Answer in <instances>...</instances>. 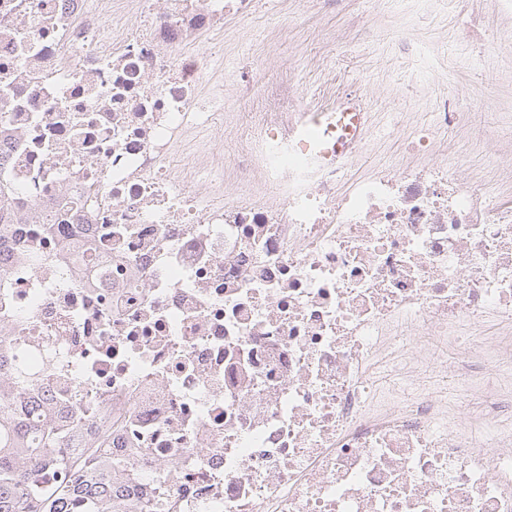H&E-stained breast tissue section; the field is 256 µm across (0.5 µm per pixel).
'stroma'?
<instances>
[{
  "instance_id": "stroma-1",
  "label": "stroma",
  "mask_w": 512,
  "mask_h": 512,
  "mask_svg": "<svg viewBox=\"0 0 512 512\" xmlns=\"http://www.w3.org/2000/svg\"><path fill=\"white\" fill-rule=\"evenodd\" d=\"M288 3L291 12L305 15L304 32L288 30L286 37L266 36L242 40L233 20L224 23V73L254 80H270L282 68H291L297 88L309 100H317L322 76L333 71L336 92H357L370 104L373 112L371 133L385 126L394 112H426L435 96L448 94L461 99L472 123L480 127L490 141L503 133L497 125L498 113L512 110V79L501 74L496 65L501 56L512 54V25L503 24L491 10H484L480 25L494 46L478 58L468 72L445 77L435 74V89L417 94V79L401 72L394 63V50L376 40H356L350 50L333 49L326 43L327 32L336 30H370L393 34L404 26L408 39L431 44L441 61L450 62L454 38L466 20L455 13L433 19L405 22L378 8L375 0H336L335 5L318 8L316 0H273Z\"/></svg>"
}]
</instances>
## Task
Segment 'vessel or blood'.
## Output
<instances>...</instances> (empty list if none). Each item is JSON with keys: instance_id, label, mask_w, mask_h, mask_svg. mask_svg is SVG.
<instances>
[{"instance_id": "1", "label": "vessel or blood", "mask_w": 512, "mask_h": 512, "mask_svg": "<svg viewBox=\"0 0 512 512\" xmlns=\"http://www.w3.org/2000/svg\"><path fill=\"white\" fill-rule=\"evenodd\" d=\"M370 114L359 96L347 95L339 103L336 111H311L300 115L297 126L302 150L318 166H330L342 161L353 144L363 139ZM337 127L340 134L332 147H324L321 135L328 127Z\"/></svg>"}]
</instances>
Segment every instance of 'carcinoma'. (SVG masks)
<instances>
[{
	"instance_id": "carcinoma-1",
	"label": "carcinoma",
	"mask_w": 512,
	"mask_h": 512,
	"mask_svg": "<svg viewBox=\"0 0 512 512\" xmlns=\"http://www.w3.org/2000/svg\"><path fill=\"white\" fill-rule=\"evenodd\" d=\"M0 354V512H72L82 502L83 512H146L147 500L129 485L130 464L113 454L109 466L94 459L79 463L53 453L69 439L68 432L51 419V407L35 395L20 400L27 379L14 374L4 384ZM44 416L34 430L27 415Z\"/></svg>"
}]
</instances>
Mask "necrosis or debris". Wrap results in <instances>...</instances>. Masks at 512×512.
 Wrapping results in <instances>:
<instances>
[{"label": "necrosis or debris", "instance_id": "4bbe7bcc", "mask_svg": "<svg viewBox=\"0 0 512 512\" xmlns=\"http://www.w3.org/2000/svg\"><path fill=\"white\" fill-rule=\"evenodd\" d=\"M257 7L0 0L33 216L0 230V350L148 512H512V170L447 98L432 158L418 123L308 167L289 70L225 120L224 18Z\"/></svg>", "mask_w": 512, "mask_h": 512}]
</instances>
